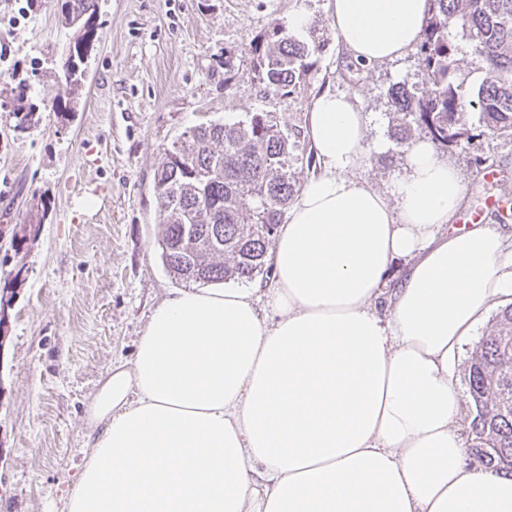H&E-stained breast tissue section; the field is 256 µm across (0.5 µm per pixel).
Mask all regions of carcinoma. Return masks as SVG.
I'll use <instances>...</instances> for the list:
<instances>
[{
    "label": "carcinoma",
    "instance_id": "cac0c4a2",
    "mask_svg": "<svg viewBox=\"0 0 512 512\" xmlns=\"http://www.w3.org/2000/svg\"><path fill=\"white\" fill-rule=\"evenodd\" d=\"M432 12L419 42L425 88L412 92L390 87L391 134L409 148L425 134L442 147L473 137L467 102L456 85L455 44L451 24L462 21L483 58L490 78L477 92L479 121L491 133H512V0H432ZM66 25L77 36L62 65L90 46L83 25L93 22L102 37L98 0H55ZM255 70L269 92L291 93L300 87L314 52L276 25L266 45L252 47ZM13 114L21 127L36 111L20 82L11 88ZM301 127L286 133L268 112L244 120L195 126L165 150L154 176L153 192L161 225V260L183 283L249 281L267 274V254L296 193L288 177V156L301 139ZM512 338V306L502 309L476 343L464 369L472 418L474 462L512 476V352L501 347Z\"/></svg>",
    "mask_w": 512,
    "mask_h": 512
}]
</instances>
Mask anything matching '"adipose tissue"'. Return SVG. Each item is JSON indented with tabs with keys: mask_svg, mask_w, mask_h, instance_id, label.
I'll list each match as a JSON object with an SVG mask.
<instances>
[{
	"mask_svg": "<svg viewBox=\"0 0 512 512\" xmlns=\"http://www.w3.org/2000/svg\"><path fill=\"white\" fill-rule=\"evenodd\" d=\"M429 8L326 2L364 66L416 45ZM366 130L357 97H313L318 170L270 280L154 307L92 399L100 432L65 512H512V477L466 457L453 379L463 340L512 299V244L453 226L466 186L428 140L387 189L359 177ZM397 256L411 264L390 288Z\"/></svg>",
	"mask_w": 512,
	"mask_h": 512,
	"instance_id": "obj_1",
	"label": "adipose tissue"
}]
</instances>
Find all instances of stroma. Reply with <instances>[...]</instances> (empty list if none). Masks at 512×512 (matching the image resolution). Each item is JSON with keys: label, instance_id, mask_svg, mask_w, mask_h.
<instances>
[{"label": "stroma", "instance_id": "stroma-1", "mask_svg": "<svg viewBox=\"0 0 512 512\" xmlns=\"http://www.w3.org/2000/svg\"><path fill=\"white\" fill-rule=\"evenodd\" d=\"M315 46L300 90L272 94L251 52L295 15ZM103 37L88 53L78 96L54 108L72 28L52 0H0V99L18 82L40 110L25 129L0 110V512H65L94 438L86 407L115 363L130 361L151 310L181 282L165 270L153 193L165 149L190 127L270 113L305 125L312 96L356 95L369 115L363 178L385 188L404 172L389 136L387 90L420 87L419 51L355 68L326 0H99ZM455 81L475 99L488 71L461 26ZM439 155L459 169L466 209L512 202V136L477 127ZM494 168L498 179L484 173ZM48 204L26 223L33 196Z\"/></svg>", "mask_w": 512, "mask_h": 512}]
</instances>
